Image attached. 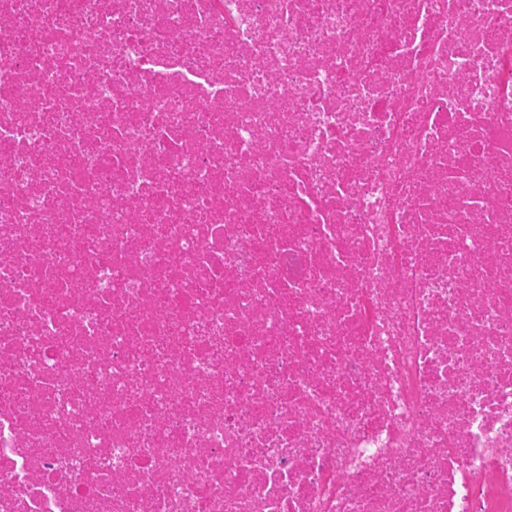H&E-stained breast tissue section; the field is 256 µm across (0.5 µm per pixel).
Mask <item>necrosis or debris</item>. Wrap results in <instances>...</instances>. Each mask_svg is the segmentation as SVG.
<instances>
[{"mask_svg": "<svg viewBox=\"0 0 512 512\" xmlns=\"http://www.w3.org/2000/svg\"><path fill=\"white\" fill-rule=\"evenodd\" d=\"M0 512H512V0H0Z\"/></svg>", "mask_w": 512, "mask_h": 512, "instance_id": "4bbe7bcc", "label": "necrosis or debris"}]
</instances>
